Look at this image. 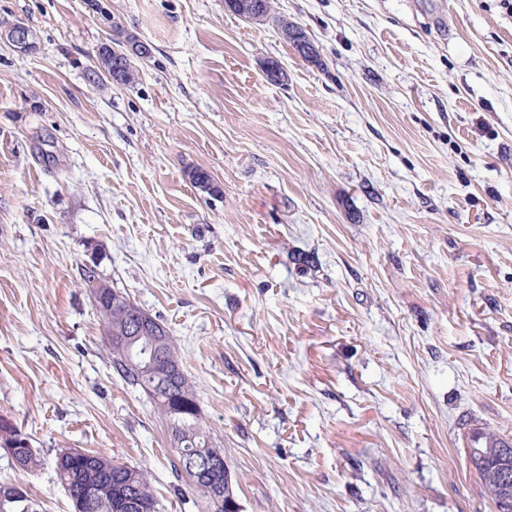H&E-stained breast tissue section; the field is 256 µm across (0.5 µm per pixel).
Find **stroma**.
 <instances>
[{"label":"stroma","mask_w":512,"mask_h":512,"mask_svg":"<svg viewBox=\"0 0 512 512\" xmlns=\"http://www.w3.org/2000/svg\"><path fill=\"white\" fill-rule=\"evenodd\" d=\"M272 5L320 64L224 0H0L37 42H0V417L42 459L0 481L42 512H71L62 448L204 512L89 263L176 340L242 512H494L465 450L512 440V12ZM116 24L153 49L126 87L89 78Z\"/></svg>","instance_id":"35a3bbf8"}]
</instances>
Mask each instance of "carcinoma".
I'll use <instances>...</instances> for the list:
<instances>
[{
	"label": "carcinoma",
	"mask_w": 512,
	"mask_h": 512,
	"mask_svg": "<svg viewBox=\"0 0 512 512\" xmlns=\"http://www.w3.org/2000/svg\"><path fill=\"white\" fill-rule=\"evenodd\" d=\"M255 8L246 19L254 22H275L282 37L308 62L321 64L318 51L308 52L300 44H309L306 31L284 17L272 15L271 0H253ZM137 37L117 23H112V44L114 47L98 54L101 71L117 74L118 85L133 84L138 78V61L127 60L128 45ZM191 182L210 197L222 195V189L211 174L202 168L189 172ZM97 310L104 329L122 330L132 311L143 312L136 303L120 291L100 288ZM157 334H150L133 345L132 349L147 360L151 357L163 359L172 369L165 380L154 378L141 366L123 367L120 360L126 358L128 349L122 344L108 340L110 360L113 369L125 385L142 393L150 402L154 412L168 425H173L175 434L170 436V447L175 458L176 473L189 478L187 464L190 458L202 452L216 450L210 432L202 423L199 396L183 370L181 354L167 327L156 325ZM477 439L471 440L466 450L468 459L477 473L485 496L494 504L495 512H512V467L507 478H502L499 468L486 458L488 448H499L512 459V443L494 431L476 432ZM0 449L10 459L14 468L31 471L40 466L41 459L33 447L31 438L23 433L12 421L0 418ZM229 467L209 478V482L193 484V488L207 505L212 508L213 498L218 489L210 482L225 483ZM56 475L70 502H85L83 512H113L112 505L124 502L122 512H143L139 503L147 505L151 512H157L158 500L151 484V475L143 467L127 465L111 458L72 448H62L56 457ZM0 512H41L40 505L23 485L16 482L0 483Z\"/></svg>",
	"instance_id": "obj_1"
}]
</instances>
